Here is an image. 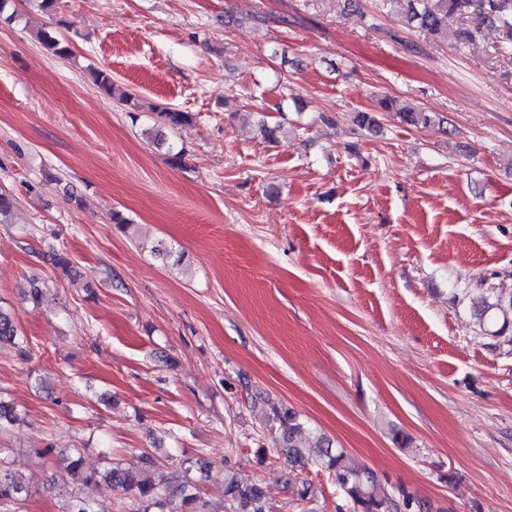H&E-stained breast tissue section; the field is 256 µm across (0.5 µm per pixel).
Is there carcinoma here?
I'll use <instances>...</instances> for the list:
<instances>
[{"mask_svg":"<svg viewBox=\"0 0 512 512\" xmlns=\"http://www.w3.org/2000/svg\"><path fill=\"white\" fill-rule=\"evenodd\" d=\"M403 7L404 22L431 36H443L457 42H472L487 27H496L502 42L512 45V0H393ZM459 16L464 25L449 27V19ZM41 44L59 58L71 56L67 42L47 31L38 32ZM94 84L122 104H130L132 95L118 89L112 76L99 69L91 71ZM401 121L411 126H427L435 115L422 108L396 111ZM8 343L17 348L18 355L29 357L27 337L22 331L15 312L0 306V344ZM271 419L278 422L275 444L281 454L296 467L314 465L328 473L334 485L343 493L354 512H426V504L403 487L385 488L375 471L369 467H354L347 461L346 451L333 446L320 435L316 439V455L305 457L303 443L309 434L299 414L278 403L270 407ZM21 420L17 405L0 399V434L7 432ZM64 469L73 486L66 490V512H100L92 500L74 488L97 479V473L86 472L80 453L75 451L65 459ZM193 466L184 468L178 476H157L152 470V459L142 457L138 468L108 467L102 476L112 489L126 496L125 512H205L197 485L192 476ZM224 493V512H265L264 493L254 482L228 470L221 481ZM293 493L300 502L314 500V487L303 477L294 480ZM32 496L28 482L16 474L0 458V507L12 508L25 503Z\"/></svg>","mask_w":512,"mask_h":512,"instance_id":"cac0c4a2","label":"carcinoma"}]
</instances>
